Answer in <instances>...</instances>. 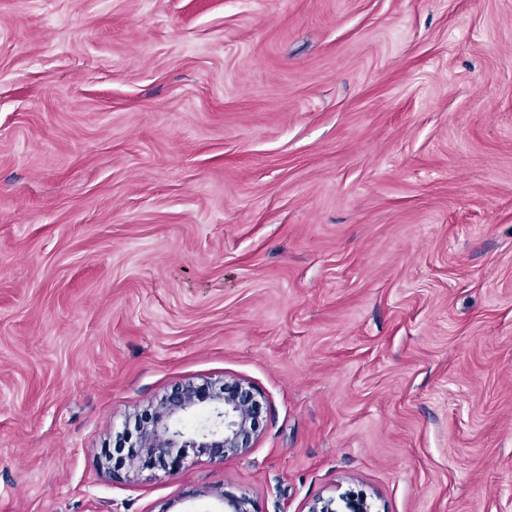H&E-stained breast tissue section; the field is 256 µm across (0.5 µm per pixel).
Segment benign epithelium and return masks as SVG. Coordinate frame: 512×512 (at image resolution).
<instances>
[{"label":"benign epithelium","mask_w":512,"mask_h":512,"mask_svg":"<svg viewBox=\"0 0 512 512\" xmlns=\"http://www.w3.org/2000/svg\"><path fill=\"white\" fill-rule=\"evenodd\" d=\"M205 405L211 425L189 435L179 424L180 415ZM261 400L248 384L226 380L213 386L181 384L162 397L155 416L140 429L137 447L144 456L135 473L162 470L174 473L184 462L186 449L198 448L210 458L222 461L244 453L252 446L260 426ZM245 496L224 495L225 512H250ZM308 512H372L366 497L347 493L334 499L315 502Z\"/></svg>","instance_id":"7a95c632"}]
</instances>
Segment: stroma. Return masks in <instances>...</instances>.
Listing matches in <instances>:
<instances>
[{
  "label": "stroma",
  "mask_w": 512,
  "mask_h": 512,
  "mask_svg": "<svg viewBox=\"0 0 512 512\" xmlns=\"http://www.w3.org/2000/svg\"><path fill=\"white\" fill-rule=\"evenodd\" d=\"M252 385V448L108 442ZM512 512V0H0V512ZM340 502L335 499L319 500L315 502L308 512H372V503L366 497L347 493L340 497Z\"/></svg>",
  "instance_id": "stroma-1"
}]
</instances>
